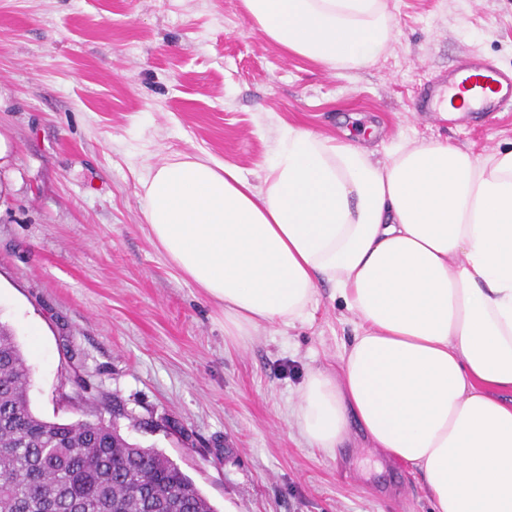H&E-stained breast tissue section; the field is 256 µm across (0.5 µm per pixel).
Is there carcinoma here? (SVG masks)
Listing matches in <instances>:
<instances>
[{"instance_id":"cac0c4a2","label":"carcinoma","mask_w":512,"mask_h":512,"mask_svg":"<svg viewBox=\"0 0 512 512\" xmlns=\"http://www.w3.org/2000/svg\"><path fill=\"white\" fill-rule=\"evenodd\" d=\"M30 378L13 331L0 323V512H215L167 456L104 420L36 415Z\"/></svg>"}]
</instances>
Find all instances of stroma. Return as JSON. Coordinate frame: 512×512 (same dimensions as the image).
Wrapping results in <instances>:
<instances>
[{"instance_id": "35a3bbf8", "label": "stroma", "mask_w": 512, "mask_h": 512, "mask_svg": "<svg viewBox=\"0 0 512 512\" xmlns=\"http://www.w3.org/2000/svg\"><path fill=\"white\" fill-rule=\"evenodd\" d=\"M396 36L364 71H328L253 30L240 0H0V323L31 368L33 411L116 424L163 452L217 512H432L420 472L359 428L309 447L292 408L352 334L319 287L312 324L245 345L150 239L147 166L212 157L249 178L286 125L367 147L512 146V111L459 126L416 112L468 50L512 68V0H390Z\"/></svg>"}]
</instances>
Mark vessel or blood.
<instances>
[{"instance_id": "obj_1", "label": "vessel or blood", "mask_w": 512, "mask_h": 512, "mask_svg": "<svg viewBox=\"0 0 512 512\" xmlns=\"http://www.w3.org/2000/svg\"><path fill=\"white\" fill-rule=\"evenodd\" d=\"M469 94L472 105L450 104L458 112L459 125L483 121L495 112L512 107V70L502 69L478 55H466L424 89L416 105L417 111H431L433 104L445 101L452 89Z\"/></svg>"}]
</instances>
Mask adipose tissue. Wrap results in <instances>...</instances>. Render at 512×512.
I'll return each mask as SVG.
<instances>
[{"instance_id": "obj_1", "label": "adipose tissue", "mask_w": 512, "mask_h": 512, "mask_svg": "<svg viewBox=\"0 0 512 512\" xmlns=\"http://www.w3.org/2000/svg\"><path fill=\"white\" fill-rule=\"evenodd\" d=\"M267 41L331 71L374 66L389 0H241ZM150 234L236 342L311 321L318 283L352 315L336 371L294 405L309 447L351 424L422 474L433 512H512V148L363 146L288 127L260 183L180 155L140 181Z\"/></svg>"}]
</instances>
